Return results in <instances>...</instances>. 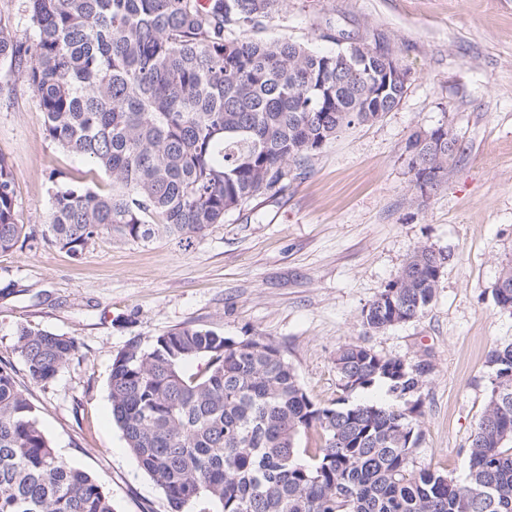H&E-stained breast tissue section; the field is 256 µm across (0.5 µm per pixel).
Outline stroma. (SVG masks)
I'll list each match as a JSON object with an SVG mask.
<instances>
[{"label":"stroma","instance_id":"obj_1","mask_svg":"<svg viewBox=\"0 0 512 512\" xmlns=\"http://www.w3.org/2000/svg\"><path fill=\"white\" fill-rule=\"evenodd\" d=\"M244 35L326 51L361 41L400 60L408 89L378 121L294 167L281 193L227 214L187 246L104 236L74 257L51 244L52 191L78 178L102 188L107 178L47 139L35 96L0 77V155L14 171L27 236L0 252V364L13 369L55 451L106 489L115 512H170L112 418V360L131 339L183 326L266 337L325 405L339 395L333 357L346 343L428 360L415 462L455 477L487 402V355L512 342V311L492 297L512 266V0H283ZM440 126L460 152L422 199L405 147ZM424 245L453 254L432 303L409 323L364 334L362 307ZM22 325L76 342L49 383L33 382L15 350Z\"/></svg>","mask_w":512,"mask_h":512}]
</instances>
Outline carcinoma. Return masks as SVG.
<instances>
[{"instance_id":"1","label":"carcinoma","mask_w":512,"mask_h":512,"mask_svg":"<svg viewBox=\"0 0 512 512\" xmlns=\"http://www.w3.org/2000/svg\"><path fill=\"white\" fill-rule=\"evenodd\" d=\"M280 0H22L30 34L0 21V66L17 73L44 114L43 133L109 180L80 181L51 197L47 237L79 256L107 234L147 243L192 242L227 213L285 187L343 130L373 123L401 102L408 71L352 43L317 51L288 39H240ZM414 133L413 188L437 189L460 151L448 129ZM15 178L0 156V250L19 241ZM451 254L420 246L360 312L365 332L406 324L435 297ZM492 290L512 310V268ZM16 350L30 378L47 383L76 342L22 326ZM206 359L204 371L184 365ZM342 393L315 402L281 348L174 328L119 351L109 376L112 416L127 448L172 512L201 496L213 512H512V344L490 351L487 403L462 478L414 465L429 373L362 343L336 350ZM379 384L389 401L349 402ZM313 431L318 446L302 448ZM0 512H114L108 492L59 457L35 406L0 366Z\"/></svg>"}]
</instances>
